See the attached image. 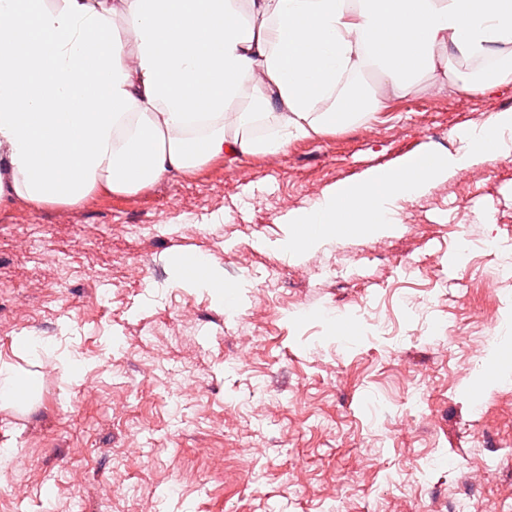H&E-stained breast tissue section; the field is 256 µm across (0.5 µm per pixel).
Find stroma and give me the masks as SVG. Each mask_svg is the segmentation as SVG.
<instances>
[{
    "label": "stroma",
    "mask_w": 512,
    "mask_h": 512,
    "mask_svg": "<svg viewBox=\"0 0 512 512\" xmlns=\"http://www.w3.org/2000/svg\"><path fill=\"white\" fill-rule=\"evenodd\" d=\"M506 111L511 84L469 97L427 75L276 154L1 207L0 359L40 387L0 405V512H512V280L494 274L512 262V155L449 170L398 223L281 247L337 185L456 154ZM178 253L239 285L233 310L173 286Z\"/></svg>",
    "instance_id": "obj_1"
}]
</instances>
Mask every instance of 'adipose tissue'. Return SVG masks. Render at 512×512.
Returning <instances> with one entry per match:
<instances>
[{"instance_id": "1", "label": "adipose tissue", "mask_w": 512, "mask_h": 512, "mask_svg": "<svg viewBox=\"0 0 512 512\" xmlns=\"http://www.w3.org/2000/svg\"><path fill=\"white\" fill-rule=\"evenodd\" d=\"M509 56L512 0H0V207L131 195L275 154L372 118L427 73L485 94L512 69L477 80L453 60ZM368 68L385 93L353 90ZM461 140L336 187L289 217V247L397 223L449 169L512 153V113Z\"/></svg>"}]
</instances>
